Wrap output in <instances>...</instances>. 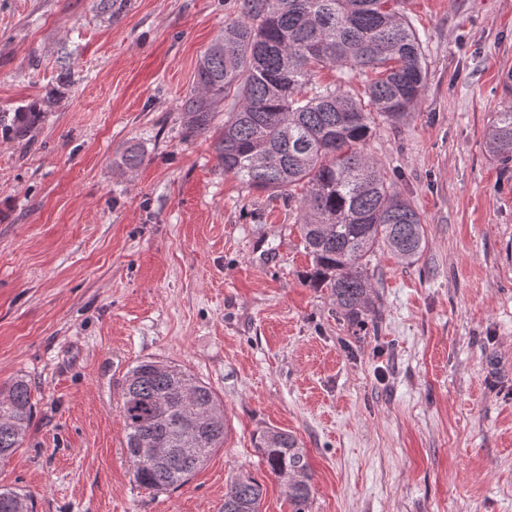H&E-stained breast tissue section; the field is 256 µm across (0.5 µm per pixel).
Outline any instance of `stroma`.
<instances>
[{"mask_svg": "<svg viewBox=\"0 0 512 512\" xmlns=\"http://www.w3.org/2000/svg\"><path fill=\"white\" fill-rule=\"evenodd\" d=\"M0 0V388L34 418L0 463L33 512H220L235 472L292 512L257 433L302 442L308 512H512V165L485 150L512 69V0H400L425 87L366 153L421 214L414 263L368 265L380 319L353 335L295 210L224 174L184 130L198 60L236 0ZM143 155L121 167L130 150ZM171 361L224 401L223 448L190 482L133 479L122 387ZM42 112H1V136L10 138H23L28 136L40 120Z\"/></svg>", "mask_w": 512, "mask_h": 512, "instance_id": "stroma-1", "label": "stroma"}]
</instances>
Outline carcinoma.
Masks as SVG:
<instances>
[{
	"instance_id": "obj_1",
	"label": "carcinoma",
	"mask_w": 512,
	"mask_h": 512,
	"mask_svg": "<svg viewBox=\"0 0 512 512\" xmlns=\"http://www.w3.org/2000/svg\"><path fill=\"white\" fill-rule=\"evenodd\" d=\"M397 0H238V16L200 56L191 95L182 105L187 132L210 129L217 104L229 101L215 151L224 174L249 189L296 203L311 257L309 286L330 290L336 311L353 329L378 313L365 259L383 246L413 261L425 248L421 214L363 147L374 115L402 121L425 84L422 43L396 10ZM367 76L365 97L344 90L345 78L320 81L323 70ZM40 112H1L0 135L28 136ZM488 153L512 161V101L494 112ZM303 187L301 197L295 188ZM125 444L133 478L152 490H175L224 447V402L180 365L144 360L122 390ZM33 419L28 384L0 390V462L21 447ZM176 449L166 467L142 460V444ZM263 463L282 479L293 512H307L312 477L298 438L268 429L257 436ZM262 485L234 475L222 512H260ZM32 495L0 488V512Z\"/></svg>"
}]
</instances>
